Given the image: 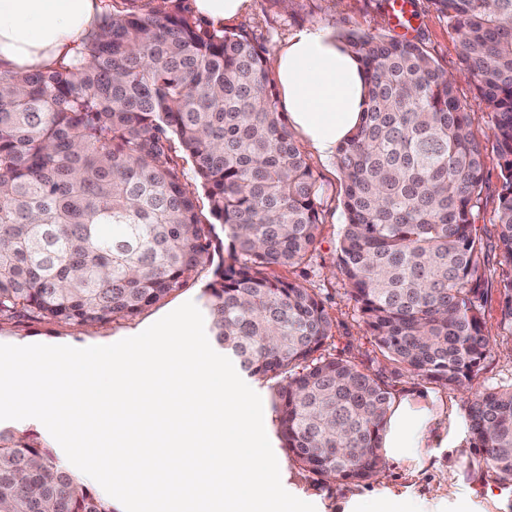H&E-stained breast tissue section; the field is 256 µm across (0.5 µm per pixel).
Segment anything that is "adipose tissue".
Segmentation results:
<instances>
[{
	"label": "adipose tissue",
	"mask_w": 512,
	"mask_h": 512,
	"mask_svg": "<svg viewBox=\"0 0 512 512\" xmlns=\"http://www.w3.org/2000/svg\"><path fill=\"white\" fill-rule=\"evenodd\" d=\"M98 28L97 0H0V72L53 67ZM273 72L290 126L321 155L334 153L364 110L365 77L353 54L309 29L276 55ZM435 423L422 398L396 399L382 432L386 457L410 470L428 466L423 436Z\"/></svg>",
	"instance_id": "adipose-tissue-1"
}]
</instances>
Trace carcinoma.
I'll return each instance as SVG.
<instances>
[{"label": "carcinoma", "instance_id": "cac0c4a2", "mask_svg": "<svg viewBox=\"0 0 512 512\" xmlns=\"http://www.w3.org/2000/svg\"><path fill=\"white\" fill-rule=\"evenodd\" d=\"M486 108L501 170L498 241L512 263V0H432ZM367 74L362 119L336 151L345 224L336 270L381 354L464 388L490 344L473 209L483 146L454 79L413 39L341 37ZM266 50L183 0L113 9L79 55L0 74V318L102 326L210 273V336L275 381L288 457L322 479L383 470L396 393L321 353L319 296L275 274L307 262L322 221L313 174L278 112ZM205 191L202 220L185 167ZM501 324L512 331V278ZM469 448L512 479V385L466 405ZM0 512H114L49 448L0 430Z\"/></svg>", "mask_w": 512, "mask_h": 512}]
</instances>
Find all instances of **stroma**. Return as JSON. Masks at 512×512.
<instances>
[{
  "mask_svg": "<svg viewBox=\"0 0 512 512\" xmlns=\"http://www.w3.org/2000/svg\"><path fill=\"white\" fill-rule=\"evenodd\" d=\"M390 0H250L241 24L263 46L268 57L297 33L316 28L330 36L353 31L393 34ZM413 25L410 35L416 38L436 63L456 78L455 92L472 118L477 140L486 146L484 180L473 219L478 225L485 247L486 283L489 290L484 305L486 327L491 344L483 368L471 383L470 390L454 389L434 382H419L384 358L367 333L361 314L346 293L336 273V247L345 215L344 180L335 156H321L306 140L298 145L309 164L319 190L321 211L320 241L308 263L284 269L288 280L312 289L325 302L335 328L326 340L323 353L348 360L361 369L383 371L394 389L424 391L440 415L437 428L427 436L432 456L430 468L407 473L396 465L386 464L378 480L368 484L325 481L300 470L282 449L273 411L272 391L265 380L253 385L263 402L268 438L278 463L286 475L285 489L297 498L312 503L316 512H364L367 505L381 504L393 498L413 512H450L458 496L470 502V512H512V481H503L486 468L478 467L473 454L465 448L467 428L465 406L471 391L512 384V333L502 330L500 282L512 273L497 238V211L502 179L496 152L492 147V118L472 82L461 70L457 36L447 17L436 11L431 0H412ZM205 276L190 278L182 288L132 318L115 319L102 327L81 328L62 321L14 318L0 320V344L68 345L84 348L109 345L147 327L186 301L203 306Z\"/></svg>",
  "mask_w": 512,
  "mask_h": 512,
  "instance_id": "obj_1",
  "label": "stroma"
}]
</instances>
